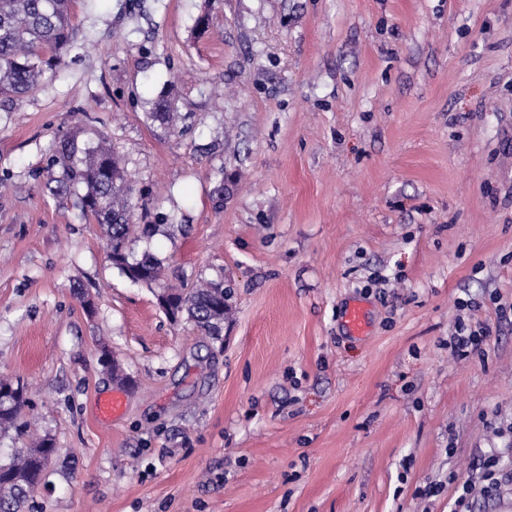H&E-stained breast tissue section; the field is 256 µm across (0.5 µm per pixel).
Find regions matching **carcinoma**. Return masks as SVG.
<instances>
[{"instance_id":"obj_1","label":"carcinoma","mask_w":512,"mask_h":512,"mask_svg":"<svg viewBox=\"0 0 512 512\" xmlns=\"http://www.w3.org/2000/svg\"><path fill=\"white\" fill-rule=\"evenodd\" d=\"M71 0H0V98L34 93L45 74L60 67L74 38ZM146 118L173 127L178 119L172 102L161 98ZM48 166H58L62 175L49 187L58 195L83 186L80 197L83 217L107 227L109 243L125 246L139 228L130 223V185L112 151L99 144L79 148L65 138L55 146ZM117 269L134 283L152 285L161 280L162 262L149 252L136 256L124 251V264ZM175 302L178 320H187L204 335L216 338L224 328L226 290L209 283L187 293L165 290ZM28 398L21 380L0 381V429L8 431L21 421ZM54 453L51 439L0 463V512H22L39 484Z\"/></svg>"}]
</instances>
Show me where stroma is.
<instances>
[{
	"label": "stroma",
	"instance_id": "35a3bbf8",
	"mask_svg": "<svg viewBox=\"0 0 512 512\" xmlns=\"http://www.w3.org/2000/svg\"><path fill=\"white\" fill-rule=\"evenodd\" d=\"M73 12L56 75L0 100V374L36 423L0 460L55 448L26 512H450L461 482L512 512V0ZM163 95L172 129L144 118ZM66 136L120 157L133 223L173 215L129 243L165 283L231 288L222 340L49 192ZM461 325L492 334L460 357Z\"/></svg>",
	"mask_w": 512,
	"mask_h": 512
}]
</instances>
